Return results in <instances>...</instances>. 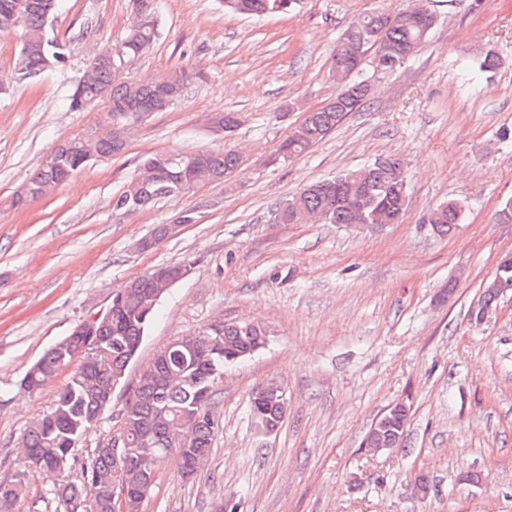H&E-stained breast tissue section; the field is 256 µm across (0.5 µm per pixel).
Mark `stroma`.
Returning <instances> with one entry per match:
<instances>
[{
	"mask_svg": "<svg viewBox=\"0 0 512 512\" xmlns=\"http://www.w3.org/2000/svg\"><path fill=\"white\" fill-rule=\"evenodd\" d=\"M400 3L299 0L285 14L243 17L222 0H154L158 35L121 78L183 67L182 98L129 119L123 154L23 208L10 201L51 151L108 120L103 105L73 111L68 97L92 50L123 39L134 2L60 0L47 34L65 60L30 78L15 74L18 44L0 32V74L11 77L0 94V481L19 470L25 429L70 374L28 393L25 370L127 281L188 260L192 272L162 299L128 381L158 348L218 319L258 322L269 340L224 369L207 469L186 480L168 460L143 512H213L222 501L240 512H512V293L491 321L469 317L512 252V222L498 216L512 198V137L500 138L512 134V0H426L437 25L417 54L392 70L366 58V105L308 153L268 162L335 93L328 69L343 29ZM490 53L498 65L488 72L480 64ZM224 111L242 116L228 135L206 122ZM227 145L242 162L226 182L116 209L142 156ZM382 154L400 156L410 173L401 223H277L278 205L307 183ZM202 196L213 205L197 209L195 223L136 249ZM450 198L463 202L465 221L440 237L426 217ZM268 384L288 402L271 435L249 415L253 391ZM399 402L410 409L401 446L370 452L368 430ZM467 471L489 488L464 483Z\"/></svg>",
	"mask_w": 512,
	"mask_h": 512,
	"instance_id": "obj_1",
	"label": "stroma"
}]
</instances>
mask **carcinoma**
Listing matches in <instances>:
<instances>
[{"mask_svg":"<svg viewBox=\"0 0 512 512\" xmlns=\"http://www.w3.org/2000/svg\"><path fill=\"white\" fill-rule=\"evenodd\" d=\"M58 0H0V30L22 35L18 42L15 71L21 76L36 75L64 60L60 45L47 38L46 26L57 9ZM296 0H224V8L244 16L287 13ZM400 9H381L360 14L336 41L329 78L336 90H348L310 112L277 148L299 156L322 140L351 112L369 98L367 80L357 78L358 63L368 54L384 63H398L413 56L430 35ZM156 20L135 19L123 40L112 47L115 61L102 60L86 68L81 76L84 103L70 95L69 105L81 110L84 104L104 105L113 122L97 124L56 147L60 164L43 165L31 174L11 200V206L51 195L74 174L95 161L121 154L124 135L114 130V120L146 106L154 112L167 111L183 95L190 73L173 68L156 80L127 82L118 76L121 60L138 58L149 52L156 39ZM213 127L234 129L239 125L235 112H217L210 118ZM240 164V154L232 146L222 151H173L143 156L137 173L118 197L115 207L144 209L160 198L196 193L222 183ZM410 177L404 162L393 155L379 156L366 165L345 171L332 179L310 183L277 209L282 224H398L409 197ZM464 206L456 199L432 209L426 223L441 237L453 233L464 220ZM161 285L142 274L127 282L112 296V317L100 321L95 336V352H82L81 337L73 338V352L62 355L47 350L23 375L20 384L34 391L50 385L59 371L72 364L66 383L56 391L50 410L34 418L19 443L25 463L59 473L73 471L74 448L96 430L112 406V390L120 385L128 368L136 361L143 340L154 322L161 298ZM494 280L487 281L479 310L470 313L475 321L479 311L497 306ZM266 329L255 322L208 324L189 336L178 338L153 355L137 377L136 387L120 410L119 435L130 447L112 455V444L96 448L76 477L47 492L62 512H117L119 493H126V512H139L140 489L145 476L159 470L166 458L178 455L181 468L196 475L205 470L213 453L218 422L214 407L224 367L247 359L245 352L264 348ZM409 409L402 405L389 412V420L373 433L376 447L396 448L403 439ZM26 492V472L0 481V512H12L14 503Z\"/></svg>","mask_w":512,"mask_h":512,"instance_id":"obj_1","label":"carcinoma"}]
</instances>
